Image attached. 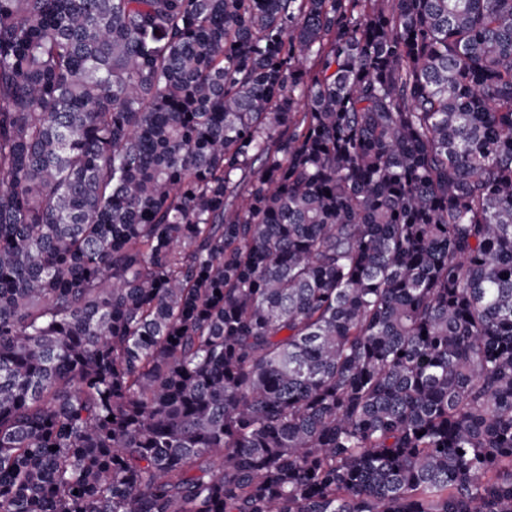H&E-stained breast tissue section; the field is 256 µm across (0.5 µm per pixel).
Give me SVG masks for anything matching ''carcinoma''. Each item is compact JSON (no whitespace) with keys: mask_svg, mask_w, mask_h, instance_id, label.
<instances>
[{"mask_svg":"<svg viewBox=\"0 0 512 512\" xmlns=\"http://www.w3.org/2000/svg\"><path fill=\"white\" fill-rule=\"evenodd\" d=\"M0 512H512V0H0Z\"/></svg>","mask_w":512,"mask_h":512,"instance_id":"carcinoma-1","label":"carcinoma"}]
</instances>
